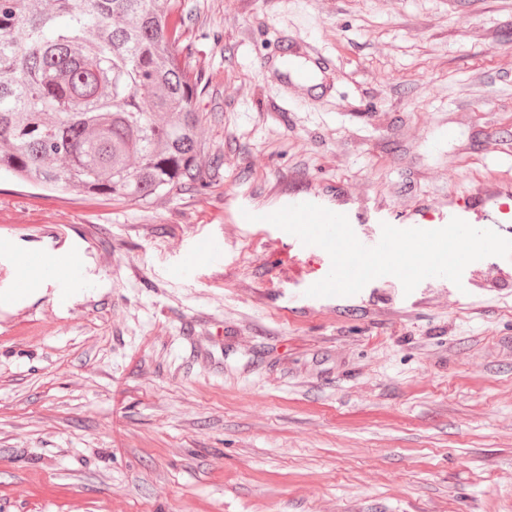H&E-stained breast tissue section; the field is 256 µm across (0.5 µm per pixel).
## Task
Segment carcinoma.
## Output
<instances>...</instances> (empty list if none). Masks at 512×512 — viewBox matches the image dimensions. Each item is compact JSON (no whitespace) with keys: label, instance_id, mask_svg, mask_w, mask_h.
I'll list each match as a JSON object with an SVG mask.
<instances>
[{"label":"carcinoma","instance_id":"cac0c4a2","mask_svg":"<svg viewBox=\"0 0 512 512\" xmlns=\"http://www.w3.org/2000/svg\"><path fill=\"white\" fill-rule=\"evenodd\" d=\"M177 0H0V173L143 203L217 169Z\"/></svg>","mask_w":512,"mask_h":512}]
</instances>
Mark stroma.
<instances>
[{"mask_svg": "<svg viewBox=\"0 0 512 512\" xmlns=\"http://www.w3.org/2000/svg\"><path fill=\"white\" fill-rule=\"evenodd\" d=\"M202 191L131 204L0 175V512H512V288L382 276L245 213L289 195L395 215L512 184V0H179ZM332 61L315 84L283 45ZM216 257L202 254L210 240Z\"/></svg>", "mask_w": 512, "mask_h": 512, "instance_id": "35a3bbf8", "label": "stroma"}]
</instances>
